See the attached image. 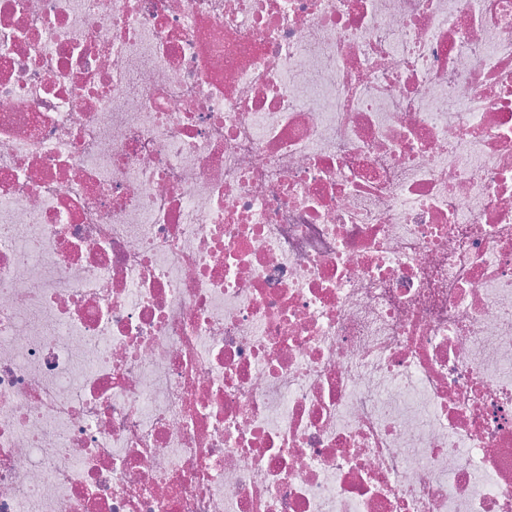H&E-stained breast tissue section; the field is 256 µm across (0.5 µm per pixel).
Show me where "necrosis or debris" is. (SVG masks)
Returning a JSON list of instances; mask_svg holds the SVG:
<instances>
[{
    "label": "necrosis or debris",
    "mask_w": 512,
    "mask_h": 512,
    "mask_svg": "<svg viewBox=\"0 0 512 512\" xmlns=\"http://www.w3.org/2000/svg\"><path fill=\"white\" fill-rule=\"evenodd\" d=\"M0 512H512V0H0Z\"/></svg>",
    "instance_id": "4bbe7bcc"
}]
</instances>
